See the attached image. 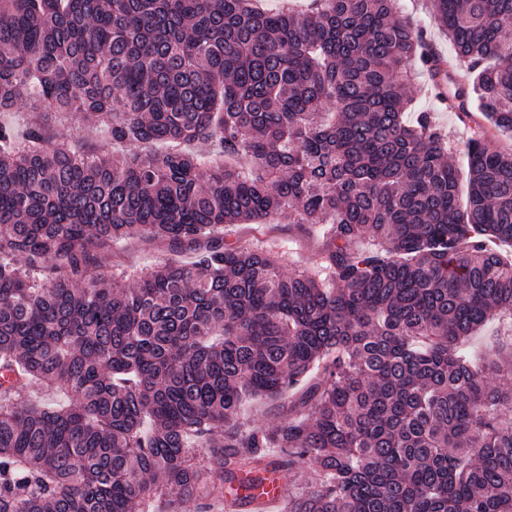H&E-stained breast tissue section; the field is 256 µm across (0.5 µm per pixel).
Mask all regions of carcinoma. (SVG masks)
Returning <instances> with one entry per match:
<instances>
[{
	"mask_svg": "<svg viewBox=\"0 0 512 512\" xmlns=\"http://www.w3.org/2000/svg\"><path fill=\"white\" fill-rule=\"evenodd\" d=\"M397 2L0 0V117L32 114L0 120V512H216L300 465L284 512H512V346L465 353L512 337V0H430L488 122L464 174L404 120L440 55ZM241 223L318 228L323 264ZM134 238L192 261L96 274ZM255 397L288 422L243 421ZM232 224L224 227L227 240H242L276 252L285 271H313L321 263V239L297 224Z\"/></svg>",
	"mask_w": 512,
	"mask_h": 512,
	"instance_id": "cac0c4a2",
	"label": "carcinoma"
}]
</instances>
